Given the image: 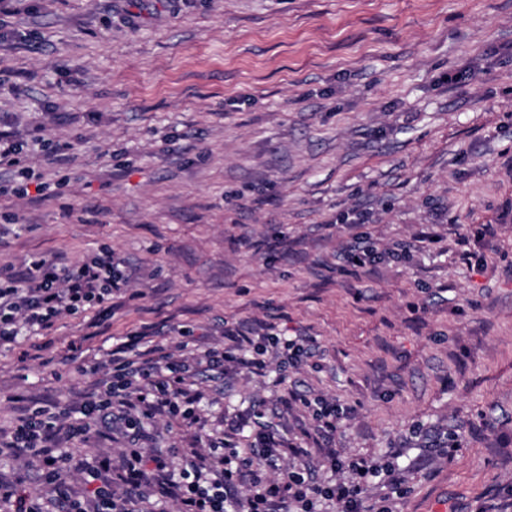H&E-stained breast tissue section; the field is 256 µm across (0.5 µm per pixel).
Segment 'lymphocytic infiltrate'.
Wrapping results in <instances>:
<instances>
[{"instance_id": "1", "label": "lymphocytic infiltrate", "mask_w": 512, "mask_h": 512, "mask_svg": "<svg viewBox=\"0 0 512 512\" xmlns=\"http://www.w3.org/2000/svg\"><path fill=\"white\" fill-rule=\"evenodd\" d=\"M23 150V141L0 129V168L19 170L22 177L18 184L0 183V195L33 191L44 196L47 183L35 182L33 172L20 166ZM130 281V273L105 248L75 263L37 258L21 275L0 269V344L15 342L24 333L41 334L61 314L104 304L125 292ZM224 337V348H206L189 360L174 359L159 344L144 347L141 334L113 345L95 391L76 411L106 428L122 429L127 445L119 461L104 456L75 466L83 495H75L66 477L71 456L61 446L63 439L82 433V426H69L62 434L55 419L36 411L22 418L6 448L38 460L59 512H138L148 485L173 499L178 512H316L323 501L336 504V512H392L389 502L403 483L393 465L369 457L351 459L334 450L323 455L321 464L335 474V481L318 482L305 467L284 471L285 459L302 454V447L273 430L252 429L248 412L225 419L222 445L143 448L146 421L162 414L193 416L201 396L191 393L187 383L198 372L220 381L241 365L258 375L266 369L264 358L242 355L251 337L230 330ZM380 476L386 493L372 511L365 506V492ZM243 486L250 490L244 499L239 496Z\"/></svg>"}]
</instances>
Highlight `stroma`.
<instances>
[{"label": "stroma", "instance_id": "obj_1", "mask_svg": "<svg viewBox=\"0 0 512 512\" xmlns=\"http://www.w3.org/2000/svg\"><path fill=\"white\" fill-rule=\"evenodd\" d=\"M0 119L49 196H0V266L111 250L126 293L0 345V430L91 391L87 365L147 332L176 358L225 330L306 336L320 369L236 370L155 448L256 410L293 439L290 392L355 407L335 448L392 462L394 512H476L512 493V0H10ZM457 75L454 83L446 75ZM372 220L351 224L353 213ZM491 225L481 241L471 229ZM249 236L251 250L240 245ZM362 235L405 259L339 256ZM454 456L426 467L428 436ZM90 423L68 448L119 458Z\"/></svg>", "mask_w": 512, "mask_h": 512}]
</instances>
